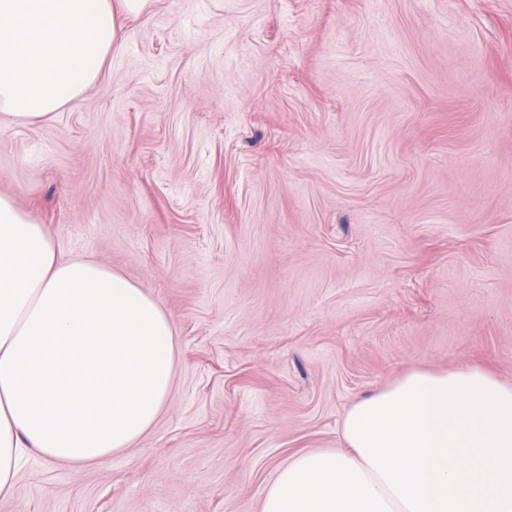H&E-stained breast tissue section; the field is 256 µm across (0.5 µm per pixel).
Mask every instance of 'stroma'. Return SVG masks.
Masks as SVG:
<instances>
[{"mask_svg": "<svg viewBox=\"0 0 512 512\" xmlns=\"http://www.w3.org/2000/svg\"><path fill=\"white\" fill-rule=\"evenodd\" d=\"M0 123V196L173 319L154 427L0 512H260L408 371L512 382V0H152Z\"/></svg>", "mask_w": 512, "mask_h": 512, "instance_id": "1", "label": "stroma"}]
</instances>
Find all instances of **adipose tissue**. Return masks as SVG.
I'll return each instance as SVG.
<instances>
[{
  "instance_id": "obj_1",
  "label": "adipose tissue",
  "mask_w": 512,
  "mask_h": 512,
  "mask_svg": "<svg viewBox=\"0 0 512 512\" xmlns=\"http://www.w3.org/2000/svg\"><path fill=\"white\" fill-rule=\"evenodd\" d=\"M149 0H0V116L33 121L95 80L116 15ZM173 321L122 275L63 256L0 197V496L24 453L101 463L155 424ZM340 452L296 454L260 512H512V383L461 365L415 370L358 400Z\"/></svg>"
}]
</instances>
